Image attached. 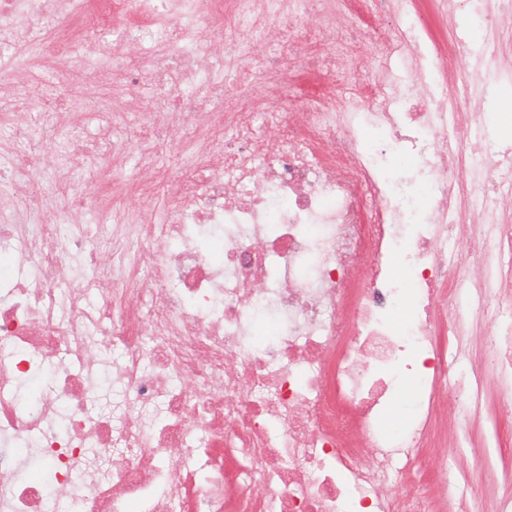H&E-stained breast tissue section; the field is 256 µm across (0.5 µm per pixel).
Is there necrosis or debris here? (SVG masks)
Instances as JSON below:
<instances>
[{
  "label": "necrosis or debris",
  "mask_w": 512,
  "mask_h": 512,
  "mask_svg": "<svg viewBox=\"0 0 512 512\" xmlns=\"http://www.w3.org/2000/svg\"><path fill=\"white\" fill-rule=\"evenodd\" d=\"M468 2L438 0L437 43L382 28L415 0H0V512H471L449 447L486 481L506 444L470 447L486 375L446 338L479 321L512 378V168L483 132L512 76V0H480L471 41ZM94 28L121 36L99 48ZM374 55L411 77L367 78ZM106 77L153 102L109 105ZM394 154L419 163L383 179ZM401 380L417 411L392 433Z\"/></svg>",
  "instance_id": "necrosis-or-debris-1"
}]
</instances>
